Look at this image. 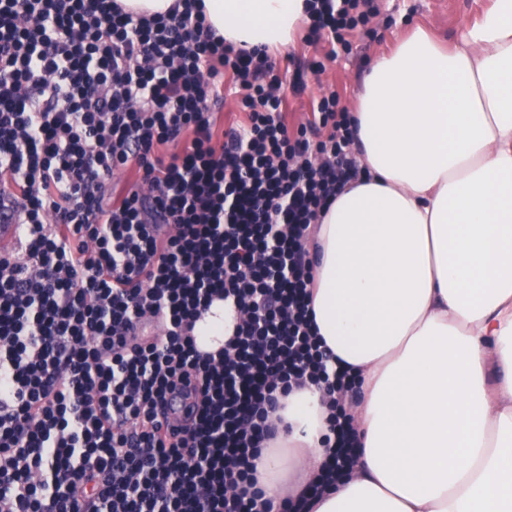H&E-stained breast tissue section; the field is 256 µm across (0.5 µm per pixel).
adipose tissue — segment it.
Listing matches in <instances>:
<instances>
[{"mask_svg": "<svg viewBox=\"0 0 512 512\" xmlns=\"http://www.w3.org/2000/svg\"><path fill=\"white\" fill-rule=\"evenodd\" d=\"M307 0H204L246 48L289 46ZM365 174L316 223L310 309L352 367L359 461L307 512H512V0H493L451 47L424 29L370 63L355 112ZM237 314L214 301L198 347ZM256 461L273 504L316 481L328 455L313 387L279 411Z\"/></svg>", "mask_w": 512, "mask_h": 512, "instance_id": "obj_1", "label": "adipose tissue"}]
</instances>
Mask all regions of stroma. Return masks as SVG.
I'll use <instances>...</instances> for the list:
<instances>
[{"mask_svg": "<svg viewBox=\"0 0 512 512\" xmlns=\"http://www.w3.org/2000/svg\"><path fill=\"white\" fill-rule=\"evenodd\" d=\"M492 0H377L379 13L369 23L368 37L353 39L351 52H332L329 43L297 38L289 47L275 51L278 70L285 85H298L288 96L289 127L306 122L310 103L328 89H336L346 104H353L369 59L391 48L403 30L419 25L436 37L459 42L466 27L489 9ZM324 64L313 73L310 62Z\"/></svg>", "mask_w": 512, "mask_h": 512, "instance_id": "35a3bbf8", "label": "stroma"}]
</instances>
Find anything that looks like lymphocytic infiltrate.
<instances>
[{"label":"lymphocytic infiltrate","mask_w":512,"mask_h":512,"mask_svg":"<svg viewBox=\"0 0 512 512\" xmlns=\"http://www.w3.org/2000/svg\"><path fill=\"white\" fill-rule=\"evenodd\" d=\"M375 0H310V36L350 51ZM267 49L202 0H0V512H292L254 460L270 416L315 385L347 476L357 435L309 312L310 226L360 174L336 92L296 130ZM232 85L242 123L221 128ZM133 173L121 192L115 173ZM251 310L215 352L197 321Z\"/></svg>","instance_id":"f902f5d3"}]
</instances>
